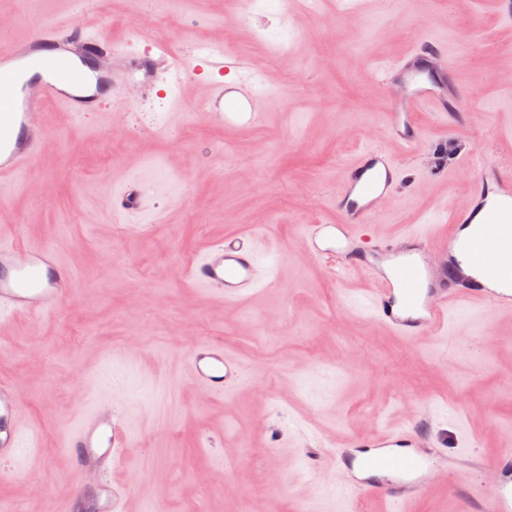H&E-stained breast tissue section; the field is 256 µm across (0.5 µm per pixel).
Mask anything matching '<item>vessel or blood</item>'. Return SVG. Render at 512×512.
I'll list each match as a JSON object with an SVG mask.
<instances>
[{"label":"vessel or blood","instance_id":"b4317fda","mask_svg":"<svg viewBox=\"0 0 512 512\" xmlns=\"http://www.w3.org/2000/svg\"><path fill=\"white\" fill-rule=\"evenodd\" d=\"M166 46L147 50L132 60L118 54L110 40L54 22L26 40L0 48V196L11 192L39 152L45 138L43 110L54 104L78 115L109 106L127 107V86L139 99L156 92V74L175 69ZM394 90L389 99L385 130L403 152L415 153L421 132L418 113H431L441 124L461 103L464 92L456 81V66L448 43L424 34L396 62L382 70ZM264 97L260 84L245 95L233 94L223 82L205 83L201 106L225 127L255 123ZM400 155L372 144L344 168L336 191V221L308 224L304 241L339 271L363 272L372 283L374 320L393 335L413 343L430 333L447 330L448 315L460 303L512 310V227L486 210L475 224L476 206L487 203L492 186L512 200V176L489 173L480 155H470L466 168L475 172L470 183L474 208L454 214L457 227L471 229L467 240L436 237L408 229L387 241L375 238L372 215L390 197L401 176ZM145 187L136 180L113 192L112 212L120 218L140 212ZM193 286L233 301L268 287L271 270L257 258L256 237L225 236L184 272ZM77 277L61 253L52 247L0 240V317L55 313L73 295ZM187 377L200 392L221 397L240 383V362L223 346L192 344L187 353ZM22 386L0 380V473L11 474L27 440ZM64 444L78 454L87 482L75 485V498L87 500L85 512H121L127 484L112 478L117 455L128 445L121 414L111 403L92 402ZM340 454L352 487L381 498L404 512L430 475L447 470L449 457L435 449L421 423L391 429L378 439L356 438ZM497 482L484 498L472 499L471 512H512V452L493 463Z\"/></svg>","mask_w":512,"mask_h":512}]
</instances>
